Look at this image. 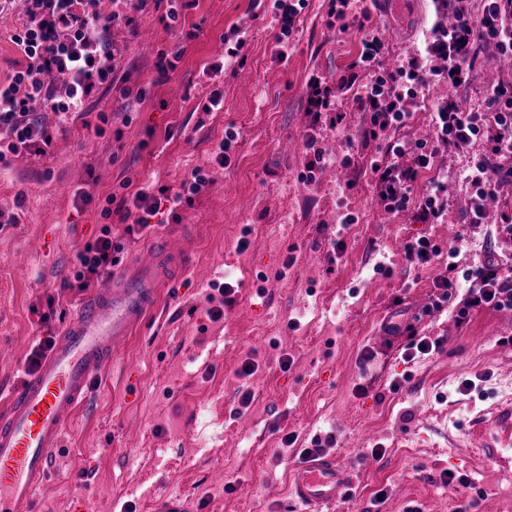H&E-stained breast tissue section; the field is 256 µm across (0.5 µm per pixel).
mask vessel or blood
Returning <instances> with one entry per match:
<instances>
[{
	"label": "vessel or blood",
	"mask_w": 512,
	"mask_h": 512,
	"mask_svg": "<svg viewBox=\"0 0 512 512\" xmlns=\"http://www.w3.org/2000/svg\"><path fill=\"white\" fill-rule=\"evenodd\" d=\"M184 259L163 241L119 276L82 300L40 367L12 391L0 413V512H34L36 490L51 469L65 428L87 400L94 378L154 309ZM335 457L299 460L289 485L298 512H322L350 487Z\"/></svg>",
	"instance_id": "obj_1"
}]
</instances>
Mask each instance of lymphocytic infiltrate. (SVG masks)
Returning a JSON list of instances; mask_svg holds the SVG:
<instances>
[{
    "mask_svg": "<svg viewBox=\"0 0 512 512\" xmlns=\"http://www.w3.org/2000/svg\"><path fill=\"white\" fill-rule=\"evenodd\" d=\"M99 3L26 0L25 20L12 36L24 63L0 83V159L31 148L46 153L55 135L44 113L84 112L91 97L115 82L118 65L107 39L113 23L120 20L135 25L136 14L147 11L153 3L167 4L165 18L175 22L181 6V0H132L129 15L120 17L102 13ZM448 4L455 15L454 24L448 28L435 24L423 52L399 66L396 73L377 76L367 84L364 94L355 98L358 111L366 116L365 135L384 142L386 160L372 166L380 198L391 212L412 208L415 221L421 224L434 223L443 216L445 185L434 183L419 201H412V186L421 171L429 168L432 154L424 142H416L413 165L400 166L398 159L405 155L407 145L393 139L392 131L405 125L419 92L431 83L444 82L453 90L467 86L482 46L494 44L500 56L512 58V0H448ZM356 79L352 73L333 85L322 77L310 76L306 84L308 111L315 119L326 116L331 124H340L338 95L351 89ZM435 133L438 142L457 151L469 149L478 136L487 137L489 152L477 158L465 175L471 187L466 221L485 223L487 198L512 187V167L506 169L496 162L498 156L512 155V85L495 87L482 112L464 111L456 98H449L437 108ZM209 184L206 174L195 169L176 191L142 188L131 195H107L101 215L110 217L116 208L132 212L136 224L144 229L160 204L177 209ZM120 251V244L112 240L111 227L102 226L95 241L78 254L80 269L74 279L79 287H89L92 277L108 273ZM468 279L465 296L458 298L459 320H466L470 311L480 306L512 309V277L502 275L495 255H488Z\"/></svg>",
    "mask_w": 512,
    "mask_h": 512,
    "instance_id": "obj_1",
    "label": "lymphocytic infiltrate"
}]
</instances>
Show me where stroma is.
Masks as SVG:
<instances>
[{"instance_id":"1","label":"stroma","mask_w":512,"mask_h":512,"mask_svg":"<svg viewBox=\"0 0 512 512\" xmlns=\"http://www.w3.org/2000/svg\"><path fill=\"white\" fill-rule=\"evenodd\" d=\"M189 3L182 23L199 31L184 44L159 10L139 15L133 29L116 23L109 40L120 52L118 85L100 89L86 116L45 113L57 130L47 154L22 150L0 162V213L17 218L0 223V409L25 378L33 343L59 335L85 298L66 282L102 224L124 246L112 275L163 238L233 287L216 321L206 314L207 281L186 271L164 289L156 314L98 375L69 424L36 512H119L125 504L151 512L159 492L180 496L192 512H294L288 471L316 437L354 479L352 500H337L331 512H512V310L483 309L459 324L454 303L435 305L437 268L415 269L404 254L406 243L428 236L441 250L437 267L454 265L457 280L485 252L512 259V236L465 221L461 177L482 143L468 152L438 147L418 178L417 197L447 179L444 223L386 213L371 173L384 149L363 137L352 93L338 98L340 135L313 124L304 95L311 74L332 83L348 75L363 37L359 8L341 21L328 0H307L281 61L269 5ZM433 17L431 0L372 11L388 48L384 67L420 48ZM237 26L245 44L239 58L223 61ZM177 47L173 70L157 81L159 51ZM219 61L224 70L211 79L204 68ZM503 82L512 83V67L485 51L456 97L480 110ZM216 84L223 111H201ZM124 85L144 97L123 98ZM447 95L431 86L397 138L433 137V112ZM101 112L109 121L98 135ZM229 130L236 139L223 167L213 148ZM309 133L326 162L307 186L298 176L310 160L302 146ZM345 155L346 168L338 162ZM196 168L211 185L176 213L161 210L132 234L120 214L102 221L98 201L122 184L175 188ZM80 189L93 204H76ZM393 325L443 344L405 361L401 337L384 332ZM449 472L468 486H445Z\"/></svg>"}]
</instances>
